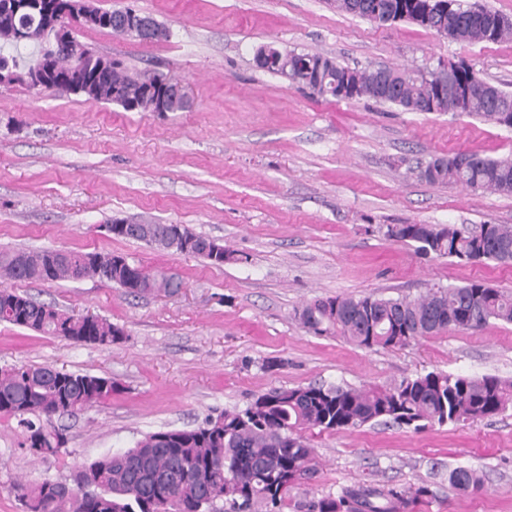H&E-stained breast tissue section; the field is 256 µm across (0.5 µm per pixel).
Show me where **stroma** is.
Wrapping results in <instances>:
<instances>
[{"label":"stroma","instance_id":"stroma-1","mask_svg":"<svg viewBox=\"0 0 512 512\" xmlns=\"http://www.w3.org/2000/svg\"><path fill=\"white\" fill-rule=\"evenodd\" d=\"M136 6L170 36L80 39L132 70L185 81L184 112H127L21 83L0 84V250L125 254L179 275L180 292L132 298L97 279L15 283L17 292L123 326L127 339L74 345L0 324V368L48 364L117 380L105 404L57 421L67 452L43 459L0 417V512H22L17 482L62 479L144 434L242 410L272 388L385 387L430 371L512 381V324L447 331L403 349H363L306 333L296 318L325 297L417 296L481 280L512 291V264L423 257L385 237L388 224H511L512 196L428 183L410 167L437 156L512 157V129L453 112L339 101L256 67L265 44L357 68H442L465 60L512 93V39L461 44L417 25H379L333 0H95ZM182 224L235 250L216 268L191 255L115 239L113 219ZM316 473L283 512L345 488L428 486L400 512H512V409L416 432L365 425L311 439ZM478 471L462 494L448 474ZM449 485L458 492L467 493L478 491L482 488V477L474 469L457 467L448 476Z\"/></svg>","mask_w":512,"mask_h":512}]
</instances>
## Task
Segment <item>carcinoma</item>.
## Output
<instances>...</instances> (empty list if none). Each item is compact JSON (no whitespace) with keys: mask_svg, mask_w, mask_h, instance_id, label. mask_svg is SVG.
<instances>
[{"mask_svg":"<svg viewBox=\"0 0 512 512\" xmlns=\"http://www.w3.org/2000/svg\"><path fill=\"white\" fill-rule=\"evenodd\" d=\"M12 0H0V41L18 45L40 43L49 36L40 3L31 0L17 12ZM416 3L428 12L419 26L433 30L442 19H451L461 43L498 42L512 38V25L488 31L502 17L488 8H472L462 0H336V10L366 17L398 15L403 4ZM125 8L92 7L94 24L80 23L73 29L74 45L85 49L79 31L88 28L116 33L118 16ZM71 54L45 50L27 71H50L53 90L74 94L75 83L93 81L98 94H83L94 104H110L112 98L131 101L138 112L155 110L152 89L163 76L133 72L121 61L99 68L104 55L91 50L81 69L70 64ZM322 55L280 50V64L266 68L279 73L286 68L294 82L311 87L321 97L343 100V76L357 78L358 98L420 111L421 103L435 93L438 71H406L388 68L389 90L380 89L369 69L337 64L319 69ZM458 82L477 84L466 115L501 125L497 103L480 93L484 80L467 63L456 75ZM410 172L429 183L460 185L473 191L512 195V157L491 160L476 154L456 153L432 159ZM384 235L413 244L417 253L451 257L460 261L512 262V225L480 224H389ZM118 238L142 241L157 249L200 256L216 267L238 261L224 248L215 256L213 240L195 234L182 224H129ZM85 253L64 251L51 259L48 250L0 251V279L28 283L74 281L76 277L98 278L115 284L134 298L153 294H175L182 280L175 273L151 271L127 259L112 265V254L97 253V267L82 265ZM512 323V293L474 280L463 285L431 289L410 298L337 295L317 298L302 307V328L317 336H339L365 349L405 348L423 338L448 330L479 329L490 321ZM0 322L76 344L110 346L126 339L124 328L106 318L80 317L58 307L11 291L0 292ZM110 377L69 372L51 365L22 366L0 373V416L17 420L26 439L34 441L31 454L56 456L67 444L54 425L60 415H75L112 397L103 390ZM512 407V382L494 375L470 377L448 372H428L381 388L356 389L333 384H310L292 389H272L260 394L246 409L226 410L192 428L150 432L134 446L119 453H106L86 462L81 476L83 489L70 496L61 481L46 478L34 485L18 483L23 512H275L292 487L314 473L313 448L307 431L333 433L367 424H396L418 431L428 426L477 422ZM449 485L467 493L482 488V477L474 469L457 467L448 476ZM431 495L426 486L406 491L360 490L328 494L310 501L306 512H396L397 504Z\"/></svg>","mask_w":512,"mask_h":512,"instance_id":"cac0c4a2","label":"carcinoma"}]
</instances>
